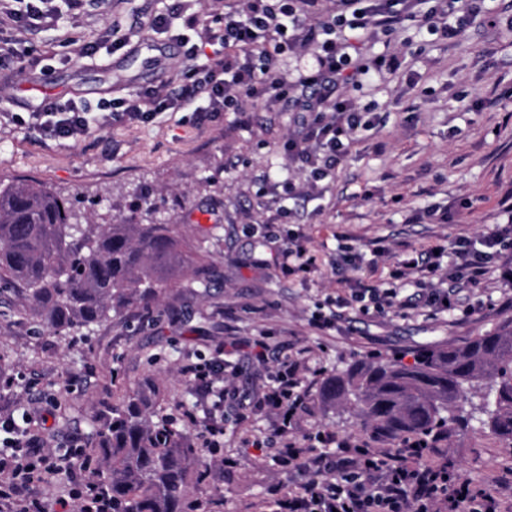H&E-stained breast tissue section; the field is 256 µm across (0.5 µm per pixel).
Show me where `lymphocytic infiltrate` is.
Listing matches in <instances>:
<instances>
[{"label":"lymphocytic infiltrate","instance_id":"lymphocytic-infiltrate-1","mask_svg":"<svg viewBox=\"0 0 512 512\" xmlns=\"http://www.w3.org/2000/svg\"><path fill=\"white\" fill-rule=\"evenodd\" d=\"M83 0H27L17 22L35 26L54 17L72 21ZM319 0H234L209 24L198 16L184 18L183 32L172 30L170 14H150L147 27L170 35L183 47L185 66L173 73L169 86L153 88L122 101L110 112L112 121L146 122L158 112H177L196 107L200 112H221L232 107L297 115L298 132L282 147L289 166L307 175L304 186L288 180L267 179L269 194L280 206L268 235L279 236V262L284 273H309L318 267L316 256L304 245L300 233L287 229L288 210L284 200L314 194L321 181L335 174L351 148L376 128L377 120L360 109L351 90L363 89L374 76L393 73L402 66L394 55L381 52L365 57L362 47L376 32H398L415 16L420 0H336L333 10L321 14ZM481 11L477 0H436L425 14L426 29L440 39H452L456 28L449 15L467 17ZM198 40L190 42L187 33ZM216 51L206 64L197 59L203 46ZM312 52L313 62L295 77L281 73L282 54ZM86 107L73 102H43L33 130L53 140L78 141L90 125ZM512 238L508 227L489 236L485 250L459 240L438 249L419 251L403 248L396 256L392 288L374 286L368 276L350 279L334 303L345 308L358 305L362 314L385 315L404 309L441 311L449 298L447 289L421 288L413 298L400 296L398 284L415 274L420 279L439 275L442 259L453 261L454 280L477 285L488 270L491 250ZM301 361L280 362L271 381L256 402L259 409L278 415L273 437H256L262 449L279 443L281 466L301 471L305 481L273 488L265 501V512H495L498 505L491 489H474L467 478L449 479L428 448H374L354 445L333 433L320 435L323 452L289 439L288 432L300 413L307 409L308 393L302 385ZM79 449L65 452L45 450L40 436L18 426L14 420L0 421V505L14 512H70L67 502L53 504L27 498L30 485L43 474L74 477L76 498L82 512H96V483L91 476L75 474L72 461Z\"/></svg>","mask_w":512,"mask_h":512}]
</instances>
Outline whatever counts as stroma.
<instances>
[{"instance_id": "stroma-1", "label": "stroma", "mask_w": 512, "mask_h": 512, "mask_svg": "<svg viewBox=\"0 0 512 512\" xmlns=\"http://www.w3.org/2000/svg\"><path fill=\"white\" fill-rule=\"evenodd\" d=\"M181 4L207 15L224 0H99L86 6L71 29L77 45L98 48L91 57L58 47L59 31L44 23L30 39L36 66L0 72V179L34 178L61 194L98 200L99 213L141 216L159 204L181 225L183 249L207 264L210 282L174 281L152 316L135 310L111 316L88 338L64 342L42 326L13 289L0 288V413L18 406L50 410L43 428L51 449L86 446L99 420L121 408L148 381L164 391L162 408L187 436L208 420L224 424V446L190 496L210 512H259L271 488L301 480L258 451L254 436L268 433L269 415L253 403L278 363L303 352L309 411L292 431L300 440L333 432L368 441L351 406L323 407L319 390L327 372L372 354L412 353L459 344L499 331L512 321V285L489 270L478 285L456 286L457 310L427 314L405 310L365 316L336 312V327L313 324L341 283L339 243L349 244L361 268L376 265L375 285H391L390 253L421 250L458 238L481 243L503 228L512 204V0H485L482 16L464 20L460 35L437 39L409 24L375 51L404 60L384 81L357 92V103L376 113L378 132L355 145L335 176L320 182V196L288 200L290 219L319 257L310 275H284L275 262L279 242L264 238L277 204L265 175L302 180L283 167L280 149L296 130L292 112H160L135 124L106 122L100 104L167 83L184 57L165 35L141 23L148 14ZM125 39L120 49L112 43ZM73 101L90 110L82 140H43L26 123L43 100ZM471 207H462V200ZM421 223H407L410 213ZM477 314L464 316V306ZM263 337L267 360L231 355L234 375L217 397L185 376V366L210 360L234 339ZM486 382L468 390L462 423L443 443L450 473L483 487H500V512H512V441L494 434L483 407Z\"/></svg>"}]
</instances>
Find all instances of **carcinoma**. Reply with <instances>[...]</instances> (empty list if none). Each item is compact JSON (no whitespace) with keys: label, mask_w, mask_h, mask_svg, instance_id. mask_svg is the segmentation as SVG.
Returning a JSON list of instances; mask_svg holds the SVG:
<instances>
[{"label":"carcinoma","mask_w":512,"mask_h":512,"mask_svg":"<svg viewBox=\"0 0 512 512\" xmlns=\"http://www.w3.org/2000/svg\"><path fill=\"white\" fill-rule=\"evenodd\" d=\"M178 225L145 209V222L108 218L47 184L0 186V285L18 287L36 319L72 339L134 308L149 315L185 272ZM492 380L485 405L492 431L512 439V329L460 345L427 346L406 364L397 355L336 369L320 390L326 407L354 402L361 427L382 441L448 437L465 389ZM160 392L146 385L102 420L81 465L112 496V512H204L189 500V477H204L201 450L157 410Z\"/></svg>","instance_id":"1"}]
</instances>
